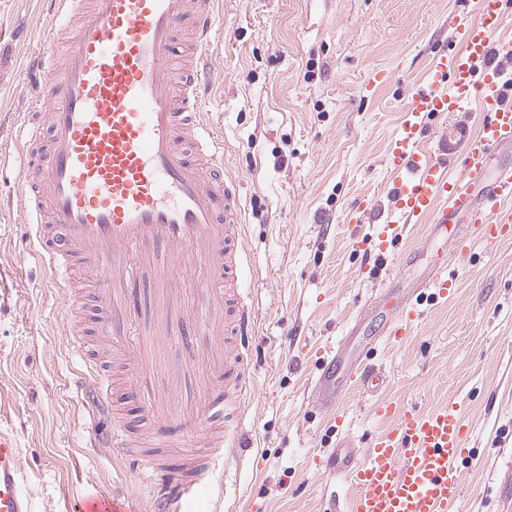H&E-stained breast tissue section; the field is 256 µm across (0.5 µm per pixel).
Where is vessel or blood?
I'll return each instance as SVG.
<instances>
[{
    "label": "vessel or blood",
    "mask_w": 512,
    "mask_h": 512,
    "mask_svg": "<svg viewBox=\"0 0 512 512\" xmlns=\"http://www.w3.org/2000/svg\"><path fill=\"white\" fill-rule=\"evenodd\" d=\"M79 13L64 59L43 58L30 75L47 105L22 122L25 209L37 255L65 281L96 291L92 320L112 372L90 399L115 422V452L163 487L155 512H190L243 446L237 420L251 389L239 366L250 314L241 301V201L224 177V140L205 119L197 62L215 30V0H58ZM476 16L448 33L449 50L428 82L411 92L388 145L393 212L403 223L453 227L454 250L470 249L464 229L488 241L512 232V87L499 56L506 0H474ZM483 118L470 120L471 104ZM462 157L458 178L448 163ZM203 275L198 288L185 274ZM445 299L455 276L435 268L426 282ZM387 339L418 319L403 297L385 304ZM381 374L364 355L336 348L311 390L314 405L368 392ZM396 415L365 455L342 440L329 467L347 486L346 512H452L462 493L464 417L454 402ZM0 512H35L21 450L0 429ZM82 512H129L122 496L87 498Z\"/></svg>",
    "instance_id": "obj_1"
}]
</instances>
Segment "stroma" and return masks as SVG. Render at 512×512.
Segmentation results:
<instances>
[{"label":"stroma","instance_id":"1","mask_svg":"<svg viewBox=\"0 0 512 512\" xmlns=\"http://www.w3.org/2000/svg\"><path fill=\"white\" fill-rule=\"evenodd\" d=\"M473 13V0H219L204 110L224 139V175L241 184L253 392L241 417L250 446L227 460L224 487L203 492V512H342V485L325 472L337 442L366 451L392 424L378 404L449 400L469 450L454 512H512V239H474L459 257L425 220L401 227L386 255L371 239L393 217L387 148L409 94ZM67 39L55 0H0V426L20 445L38 512L153 492L107 448L110 415L87 406L92 376L72 333L94 301L74 303L39 262L21 205L27 68ZM366 201L371 224L356 220ZM437 265L459 282L445 300L423 288ZM392 285L420 312L398 341L382 339L376 304ZM343 336L371 343L385 385L313 408L321 355Z\"/></svg>","mask_w":512,"mask_h":512}]
</instances>
